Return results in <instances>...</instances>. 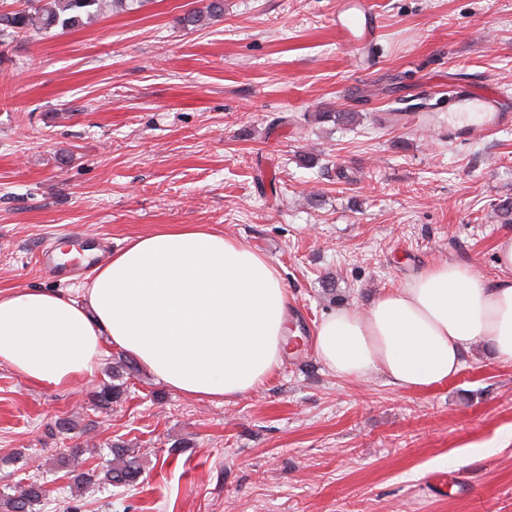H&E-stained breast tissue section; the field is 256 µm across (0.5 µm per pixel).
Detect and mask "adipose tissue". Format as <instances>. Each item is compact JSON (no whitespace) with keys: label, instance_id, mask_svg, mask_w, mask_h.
<instances>
[{"label":"adipose tissue","instance_id":"obj_1","mask_svg":"<svg viewBox=\"0 0 512 512\" xmlns=\"http://www.w3.org/2000/svg\"><path fill=\"white\" fill-rule=\"evenodd\" d=\"M289 296L281 272L242 240L204 224L129 239L80 289L0 295V362L29 382L67 388L106 347L123 350L167 387L227 403L260 386L288 350ZM490 342L512 362V236L497 275L444 262L368 308L327 313L318 357L361 379L424 390L459 372L465 344Z\"/></svg>","mask_w":512,"mask_h":512}]
</instances>
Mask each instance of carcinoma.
Listing matches in <instances>:
<instances>
[{
  "label": "carcinoma",
  "instance_id": "carcinoma-1",
  "mask_svg": "<svg viewBox=\"0 0 512 512\" xmlns=\"http://www.w3.org/2000/svg\"><path fill=\"white\" fill-rule=\"evenodd\" d=\"M127 0H0V38L24 37L29 40L45 38L56 33H66L82 27L107 9L123 8ZM224 17V0H204L203 6L189 11L178 19L188 29H202ZM125 389L122 385L106 384L92 395L100 409H107L119 402ZM112 466L103 471L102 481L115 486H134L142 468L135 450L115 445L110 448ZM45 497L43 486L32 481L14 495L0 501L4 512H35V507Z\"/></svg>",
  "mask_w": 512,
  "mask_h": 512
}]
</instances>
